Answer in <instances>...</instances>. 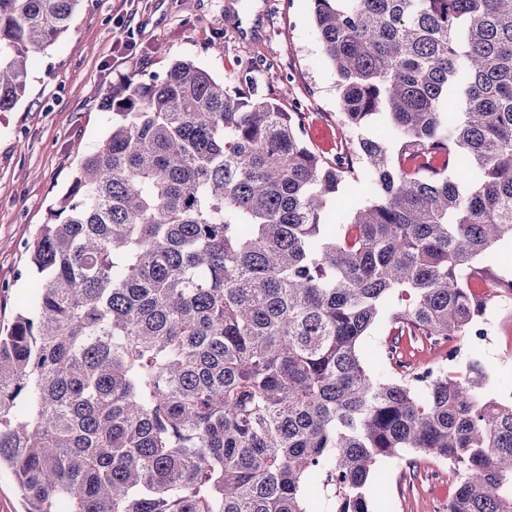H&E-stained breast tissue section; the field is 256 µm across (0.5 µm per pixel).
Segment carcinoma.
I'll list each match as a JSON object with an SVG mask.
<instances>
[{"instance_id": "cac0c4a2", "label": "carcinoma", "mask_w": 512, "mask_h": 512, "mask_svg": "<svg viewBox=\"0 0 512 512\" xmlns=\"http://www.w3.org/2000/svg\"><path fill=\"white\" fill-rule=\"evenodd\" d=\"M82 0H0V112ZM336 75L298 113L192 61L110 92L112 127L30 245L0 336V475L23 512H373L378 464L448 462V512H512V401L463 339L512 250V0H310ZM372 198L338 221V196ZM382 359L364 341L383 319Z\"/></svg>"}]
</instances>
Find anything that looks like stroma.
<instances>
[{"label": "stroma", "mask_w": 512, "mask_h": 512, "mask_svg": "<svg viewBox=\"0 0 512 512\" xmlns=\"http://www.w3.org/2000/svg\"><path fill=\"white\" fill-rule=\"evenodd\" d=\"M254 19L242 37L237 16ZM257 59L248 86L282 107L301 100L307 142L331 156L340 139L336 77L322 53L310 0H83L68 32L33 52L25 97L0 112V332L8 333L37 281L28 245L49 220V207L67 190L85 153L112 124L105 97L132 76L165 75L189 60L215 79L237 85L247 59ZM493 330L479 350L461 346L454 359L423 348L413 362L445 363L464 371L472 354L490 367L486 392L512 396V304L490 300ZM435 461L410 468L384 460L388 480L371 488L375 512H437Z\"/></svg>", "instance_id": "1"}]
</instances>
